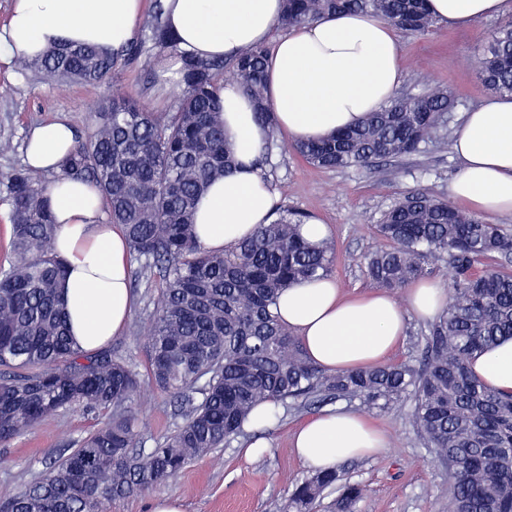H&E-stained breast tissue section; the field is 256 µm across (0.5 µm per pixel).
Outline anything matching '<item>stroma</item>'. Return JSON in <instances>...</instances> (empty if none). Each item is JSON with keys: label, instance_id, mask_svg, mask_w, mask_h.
Here are the masks:
<instances>
[{"label": "stroma", "instance_id": "35a3bbf8", "mask_svg": "<svg viewBox=\"0 0 512 512\" xmlns=\"http://www.w3.org/2000/svg\"><path fill=\"white\" fill-rule=\"evenodd\" d=\"M501 23V18L490 17L467 29L437 23L420 37L402 34V89H410L416 74L427 77L431 85L447 88L457 99L448 125L456 127L466 112L491 95L469 61ZM113 84L151 111L168 112L175 105L174 94L165 89L158 68L147 69L139 62L119 66ZM6 85L11 92L0 96V142H10L11 148L0 152V175L23 166L27 136L38 124L61 119L77 136L91 132L102 96L100 87L76 80L44 83L35 72L21 70L15 58L0 61V87ZM277 143L265 169L276 201L327 224L336 245L332 276L345 295L375 288L364 272L362 257L381 243L375 226L382 212L413 189L448 199V186L460 166L448 139L421 145L416 153L393 163L379 162L367 171L322 169L289 152L286 138H278ZM395 166L403 171L396 180L390 176ZM159 287L154 273L132 283L131 317L123 333L112 338V349L143 356L139 324L153 313ZM141 413L157 436L183 422L177 404L149 385L143 390ZM411 413L408 400L384 411H368L373 425L386 436L387 446L379 455L340 465V472L364 489L352 512H448V466L427 448ZM311 414V409L286 402L264 432L271 444L265 455L244 456V448L254 437L253 431H245L223 448L194 460L175 480L114 502L112 512H151L153 500L161 496L179 498L183 512H280L294 486L311 474L296 454L292 439L295 428ZM98 422L96 415L69 410L8 446H0V502L29 484L46 464L68 454Z\"/></svg>", "mask_w": 512, "mask_h": 512}]
</instances>
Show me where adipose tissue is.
<instances>
[{
	"label": "adipose tissue",
	"instance_id": "adipose-tissue-1",
	"mask_svg": "<svg viewBox=\"0 0 512 512\" xmlns=\"http://www.w3.org/2000/svg\"><path fill=\"white\" fill-rule=\"evenodd\" d=\"M428 9L436 21L466 28L480 18L512 14V0H428ZM282 11L283 0L163 2L164 21L181 52L216 59L270 47L266 99L273 125L255 120L253 102L236 82H225L221 93L224 138L238 165L198 205L196 235L211 251L269 223L276 195L255 161L266 154L271 131L294 143L325 138L378 111L404 76L400 36L378 16L330 15L278 37ZM142 13L143 0H13L10 20L0 28V60L31 56L61 41L117 51L131 40ZM74 142L68 124H42L27 138L25 162L55 176L49 194L55 250L67 269L63 297L71 334L90 352L119 335L129 319L131 264L123 229L99 217L97 190L57 176ZM453 149L461 165L450 185L452 200L473 214L512 213V96L488 98L466 113ZM447 305L448 290L437 281L415 282L401 304L382 291L341 297L335 280L324 277L289 286L276 310L307 355L336 373L382 365L405 333L407 314L432 319ZM470 369L486 386L512 393V337L472 358ZM386 445L365 415L337 407L310 416L293 436L298 456L321 471Z\"/></svg>",
	"mask_w": 512,
	"mask_h": 512
}]
</instances>
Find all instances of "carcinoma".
<instances>
[{"label":"carcinoma","mask_w":512,"mask_h":512,"mask_svg":"<svg viewBox=\"0 0 512 512\" xmlns=\"http://www.w3.org/2000/svg\"><path fill=\"white\" fill-rule=\"evenodd\" d=\"M355 10L412 35L435 23L425 0H286L279 26ZM148 41L160 52H177L160 14ZM267 55L265 47H253L230 68L255 102L254 118L272 127L263 95ZM140 57L149 66L152 55L132 43L116 52L64 43L22 65L45 82L104 84L121 62ZM180 59L183 78L173 111L152 112L130 94L109 91L91 133L76 138L60 164L61 176L94 185L110 221L124 228L138 263L131 277L154 270L161 277L156 309L143 330L147 378L132 354L89 355L76 344L61 298L64 262L54 250L47 186L30 168L6 177L0 206L11 225L12 259L0 265V444L74 408L105 419L0 509L110 512L113 500L174 479L193 459L241 435L262 403L345 399L385 410L411 396L417 432L448 462V512H512V395L485 387L469 368L474 354L512 336V230L418 190L391 205L376 226L387 247L363 256L367 277L401 292L446 260L455 279L448 308L426 337L419 367L327 373L308 359L274 305L292 283L330 275L334 245L306 242L305 216L286 205L271 223L221 253L197 240V204L233 170L234 158L220 118L224 60ZM475 67L488 87L512 95L511 20L493 32ZM413 87L419 92L394 96L360 124L290 149L327 169H364L418 151L441 139L444 114L455 101L420 76ZM145 383L186 411V421L161 440H151L136 408ZM327 491L339 492L338 512H351L363 489L335 470L315 472L296 486L287 508L308 512Z\"/></svg>","instance_id":"obj_1"}]
</instances>
